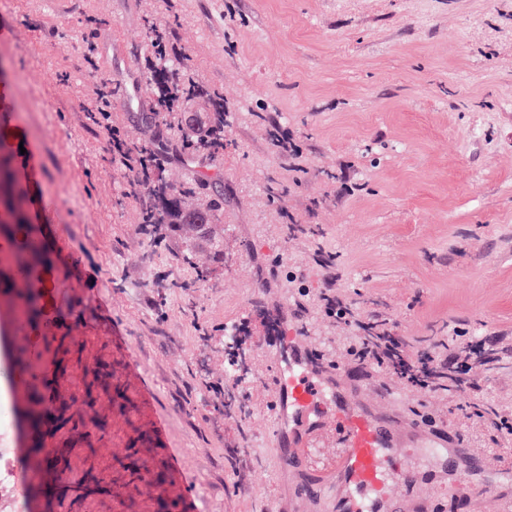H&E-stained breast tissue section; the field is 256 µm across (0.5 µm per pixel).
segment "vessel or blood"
<instances>
[{
	"label": "vessel or blood",
	"mask_w": 512,
	"mask_h": 512,
	"mask_svg": "<svg viewBox=\"0 0 512 512\" xmlns=\"http://www.w3.org/2000/svg\"><path fill=\"white\" fill-rule=\"evenodd\" d=\"M264 361L279 463L300 472L305 497L322 499L328 512H433L419 487L441 483L454 461L471 457L444 430L430 440L436 468L406 466L401 440L415 428L383 425L363 402L336 394L338 379L358 371L313 362L303 337L267 341Z\"/></svg>",
	"instance_id": "1"
}]
</instances>
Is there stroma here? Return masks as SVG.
I'll return each mask as SVG.
<instances>
[{"mask_svg":"<svg viewBox=\"0 0 512 512\" xmlns=\"http://www.w3.org/2000/svg\"><path fill=\"white\" fill-rule=\"evenodd\" d=\"M154 25L189 56L170 68L205 90L184 112L204 120L209 93L224 96L222 155L164 137L172 192L224 207L161 247L139 231L155 198L112 163L83 109L94 84L142 68ZM112 120L137 145L162 126L133 104ZM0 131L35 149L25 185L55 264L51 323L76 345L67 367L38 361L45 395L71 414L47 441L69 449L73 482L109 485L31 496L25 512H325L275 462L267 324L253 322L239 358L242 408L219 392L235 357L226 332L260 309L348 363L320 309L328 274L314 247L336 256V286L362 318L390 317L412 341L460 335L490 349L512 336V0H0ZM93 369L105 384L89 395ZM365 387L399 423L432 418L483 458L484 472L459 473L436 500L483 482L486 512L512 502V481L490 474L512 464V445L492 425L382 374Z\"/></svg>","mask_w":512,"mask_h":512,"instance_id":"1","label":"stroma"}]
</instances>
